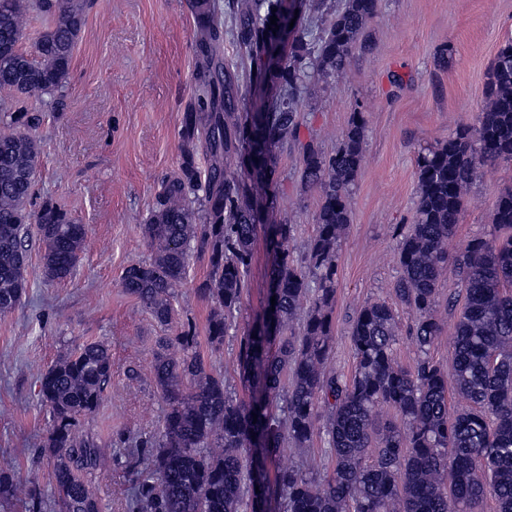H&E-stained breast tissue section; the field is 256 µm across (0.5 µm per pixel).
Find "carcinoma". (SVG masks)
Listing matches in <instances>:
<instances>
[{"label":"carcinoma","mask_w":512,"mask_h":512,"mask_svg":"<svg viewBox=\"0 0 512 512\" xmlns=\"http://www.w3.org/2000/svg\"><path fill=\"white\" fill-rule=\"evenodd\" d=\"M196 49L207 79L186 112L179 171L161 186L143 224L150 258L129 265L123 287L162 324L186 279L192 252L207 257L200 292L212 303L208 343L224 346L226 316L247 288L253 248L262 234L275 253L264 318L239 343L244 395L206 371L193 330L165 338L153 378L167 404L159 433L140 447L144 467L132 477L140 512H475L486 496L497 512H512V189L496 201L493 223L509 230L478 241L453 259L466 303L452 336L454 391L465 405L453 410L448 374L428 357L440 334L433 318L437 286L448 266V239L459 223L479 163L512 161V38L488 71L486 106L474 128H462L418 159L415 221L400 231L397 303L415 313L411 336L421 352L412 369L394 355L399 316L386 302L365 303L354 321L355 366L346 379L326 371L332 348L336 249L351 224L348 194L367 139L362 113L353 114L336 150L302 146L299 181L319 194L317 232L294 259L286 243L293 226L259 211L278 191L276 148L297 136L299 102L316 74L345 78L353 52L378 0H344L322 34L306 39V15H324L328 0H228L240 64H224L222 21L211 0H189ZM45 26L36 55L21 48L25 0H0V90L49 94L65 82L87 0H38ZM294 23V40L280 50L268 29ZM34 115L11 119L0 134V314L13 311L28 287L24 238L35 221L43 249L41 274L67 278L82 252L85 226L50 203L27 210L40 146ZM209 157L202 174L197 148ZM203 192L201 210L195 195ZM316 277L310 289L305 270ZM297 334L288 333L301 309ZM112 375L102 343L61 355L40 374V393L52 413L43 448L59 512H99L97 491L82 472L102 466L94 441L77 428L94 412ZM327 410L317 427L319 408ZM396 422L380 425V409ZM322 433L333 464L312 477L299 468L268 464L284 439L301 449Z\"/></svg>","instance_id":"obj_1"}]
</instances>
